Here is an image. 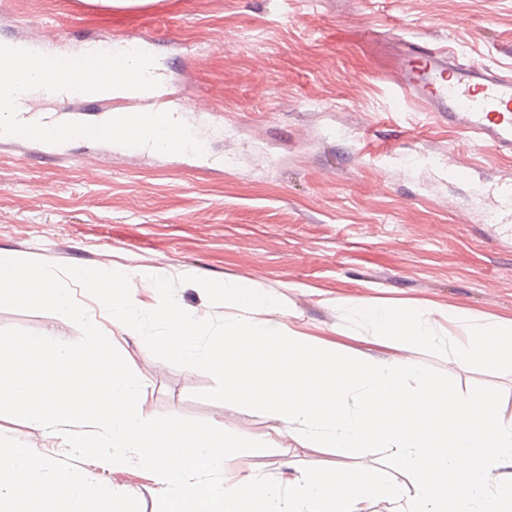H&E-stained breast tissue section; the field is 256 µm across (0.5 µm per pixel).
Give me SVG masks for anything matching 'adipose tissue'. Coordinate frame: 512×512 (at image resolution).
Listing matches in <instances>:
<instances>
[{
    "mask_svg": "<svg viewBox=\"0 0 512 512\" xmlns=\"http://www.w3.org/2000/svg\"><path fill=\"white\" fill-rule=\"evenodd\" d=\"M351 314L362 322L370 337L387 336L400 344L435 347L447 343L458 364L481 363L488 357L512 363V318H498L472 327L466 339H442L436 333L439 320L418 308L374 298L353 304Z\"/></svg>",
    "mask_w": 512,
    "mask_h": 512,
    "instance_id": "1",
    "label": "adipose tissue"
}]
</instances>
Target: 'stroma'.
I'll list each match as a JSON object with an SVG mask.
<instances>
[{
  "label": "stroma",
  "mask_w": 512,
  "mask_h": 512,
  "mask_svg": "<svg viewBox=\"0 0 512 512\" xmlns=\"http://www.w3.org/2000/svg\"><path fill=\"white\" fill-rule=\"evenodd\" d=\"M14 5L0 0V40L43 37L62 57L93 40L158 34L171 106L188 105L187 123L204 120L216 132L203 155L136 159L101 142L54 151L0 142V253L162 267L179 281V305L198 318L232 311L211 304L190 276L245 280L281 302L284 326L372 361L411 359L464 392L500 388L501 409L512 414V368L456 364L444 345L364 341L346 310L377 297L454 306L481 322L512 317V224L480 223L469 187L445 173L452 158L479 163L491 180L512 176V157L474 146L416 100L391 103L404 38L512 68V0H57L21 13ZM6 328L81 336L56 314L0 308ZM112 336L149 381L145 410L264 439V414L198 399L215 385L210 374L154 357L127 327ZM0 435L48 457L67 450L63 438L8 416ZM248 461L283 485L307 467L384 466L383 454L342 458L302 446L292 431ZM79 466L137 497L141 512H158L159 490L141 467Z\"/></svg>",
  "instance_id": "35a3bbf8"
}]
</instances>
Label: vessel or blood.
Returning <instances> with one entry per match:
<instances>
[{
	"instance_id": "vessel-or-blood-1",
	"label": "vessel or blood",
	"mask_w": 512,
	"mask_h": 512,
	"mask_svg": "<svg viewBox=\"0 0 512 512\" xmlns=\"http://www.w3.org/2000/svg\"><path fill=\"white\" fill-rule=\"evenodd\" d=\"M160 86L152 91L129 95L121 90L102 93H62L63 102H124L129 113L157 109L167 88L162 81L165 70H155ZM414 98L434 116L447 120L450 129L470 138L475 145L512 152V73L490 68L467 59L455 51L427 41L410 39L402 44L400 87L394 101ZM23 121L57 123L58 113L35 108L32 99L18 100ZM448 178L468 182L484 220L492 224H512V179L493 183L481 179L474 165L456 160L448 162Z\"/></svg>"
}]
</instances>
